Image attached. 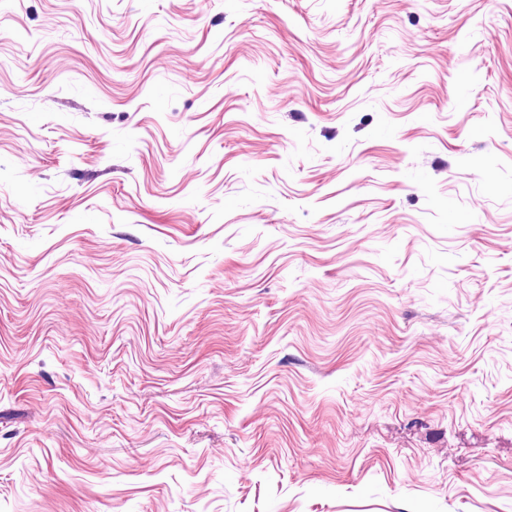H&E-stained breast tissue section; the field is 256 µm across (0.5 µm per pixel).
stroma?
Wrapping results in <instances>:
<instances>
[{
	"mask_svg": "<svg viewBox=\"0 0 512 512\" xmlns=\"http://www.w3.org/2000/svg\"><path fill=\"white\" fill-rule=\"evenodd\" d=\"M0 512H512V0H0Z\"/></svg>",
	"mask_w": 512,
	"mask_h": 512,
	"instance_id": "1",
	"label": "stroma"
}]
</instances>
